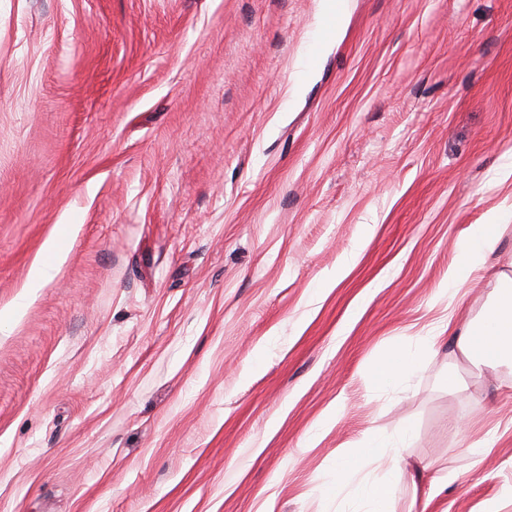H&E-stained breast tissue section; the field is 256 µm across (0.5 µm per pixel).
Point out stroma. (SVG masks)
<instances>
[{
  "label": "stroma",
  "mask_w": 512,
  "mask_h": 512,
  "mask_svg": "<svg viewBox=\"0 0 512 512\" xmlns=\"http://www.w3.org/2000/svg\"><path fill=\"white\" fill-rule=\"evenodd\" d=\"M346 8L0 0V512H358L370 436L391 512L423 464L512 512V368L444 329L512 274L511 225L448 286L512 213V0ZM502 216L493 213L485 224H474L468 230L467 239L462 245L454 266L448 271V286L454 287L459 281L468 279L483 264L488 253L494 251ZM44 256L37 260L31 267L26 283L28 294H35L50 282L60 268L59 243L56 235L47 242ZM412 354L404 349L393 350L380 364L375 372V378L379 385L390 386L395 384L403 375L414 369ZM388 448L374 437L363 441L357 450L340 458L336 474L354 483L355 495L366 502L365 512H389L388 496L385 488L377 485L354 482L364 463L385 457Z\"/></svg>",
  "instance_id": "obj_1"
}]
</instances>
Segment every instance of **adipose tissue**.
Here are the masks:
<instances>
[{
    "label": "adipose tissue",
    "instance_id": "ef3b65f1",
    "mask_svg": "<svg viewBox=\"0 0 512 512\" xmlns=\"http://www.w3.org/2000/svg\"><path fill=\"white\" fill-rule=\"evenodd\" d=\"M502 217L492 214L486 223L474 224L468 230L454 266L448 272L449 285L468 279L494 251ZM455 346L474 365L489 367L512 365V277L500 275L490 304L482 314L457 334ZM386 447L376 438L363 441L357 450L340 458L336 473L354 484L355 495L366 502L367 512H389L385 488L357 481L364 463L385 457Z\"/></svg>",
    "mask_w": 512,
    "mask_h": 512
}]
</instances>
